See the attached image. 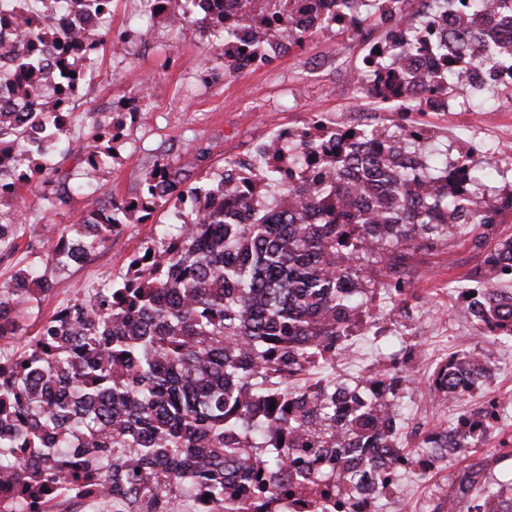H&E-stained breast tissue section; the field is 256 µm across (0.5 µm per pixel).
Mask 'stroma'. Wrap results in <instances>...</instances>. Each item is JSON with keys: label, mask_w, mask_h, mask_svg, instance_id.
I'll list each match as a JSON object with an SVG mask.
<instances>
[{"label": "stroma", "mask_w": 512, "mask_h": 512, "mask_svg": "<svg viewBox=\"0 0 512 512\" xmlns=\"http://www.w3.org/2000/svg\"><path fill=\"white\" fill-rule=\"evenodd\" d=\"M137 8L136 0H116L111 27L116 32L131 30L133 36L100 52L97 68L75 104L73 151L61 164L62 171L76 172L84 131L108 117L118 102L139 96L141 87L149 86V121L124 115L123 137L100 171V183L113 199L135 193L156 156L166 152L179 157L192 142L211 148L205 166L192 171L199 177L221 171L229 157L252 155L256 144L282 129L301 127L313 112L337 124L345 123L348 115L363 112L385 126L397 117L390 106L368 97H354L356 67L363 49L348 36L324 35L270 63L236 75L206 79L201 70L213 54L211 42L192 29L178 34L163 23L140 19ZM339 42L345 46V63L341 66L330 54L331 47ZM423 121L450 155L478 141L500 149L501 166L512 168L511 102L495 99L482 114L461 107L453 114L425 115ZM41 194L36 183L23 189L18 199L20 210L65 231L79 223L88 208L87 202L77 196L69 206L46 212L41 208ZM167 221L165 210H156L148 221L127 225L111 246L96 250L85 265L49 270L52 292L22 305L18 313L23 334L34 335L77 289L115 277L127 258ZM53 247V241L47 239L32 245L27 238H19L14 255L0 262V287L10 285L22 268L46 267ZM480 262V254L461 238L418 251L408 262L406 278L418 298L412 303L411 320L393 328L394 335L412 338L417 344L407 363L413 382L401 399L408 425L439 426L449 421L450 411L435 408L422 396L419 380L437 357L484 345L480 331L445 291L449 281L463 279ZM492 359L493 378L465 400V408L475 409L493 396L512 409V348L493 353ZM462 467V461L446 459L437 462L430 477L414 468L402 472L376 512H430L431 507L447 502L451 479Z\"/></svg>", "instance_id": "1"}]
</instances>
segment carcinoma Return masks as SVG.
I'll list each match as a JSON object with an SVG mask.
<instances>
[{
	"label": "carcinoma",
	"instance_id": "1",
	"mask_svg": "<svg viewBox=\"0 0 512 512\" xmlns=\"http://www.w3.org/2000/svg\"><path fill=\"white\" fill-rule=\"evenodd\" d=\"M21 62L0 84L14 98L38 94L44 71L64 74L57 112L0 111V177L18 191L0 193V261L16 240L58 237L51 257L64 270L112 244L131 222L168 209L171 223L131 254L117 278L73 299L20 338L19 307L51 291L45 271L19 270L0 288V512H279L296 498L323 512H351L386 488L372 470L402 472L418 460L403 433L399 398L405 378L396 355L359 378L336 376V359L352 338L394 342L390 325L409 319L414 294L401 277L419 250L467 227L485 249L474 287L448 282L487 347L456 352L422 380L440 406L472 394L490 376V349L512 347V238L498 225L512 215V177L496 152L452 159L429 147L432 135L402 123L374 131L346 129L322 139L272 143L260 164L238 161L184 191L189 170L156 158L140 192L119 202L90 192L118 136L89 128L80 177L56 176L55 155L68 156L72 113L61 112L69 83L98 64L107 43L131 33L63 31L52 0L34 10L11 0ZM151 18L170 29L180 16L156 0ZM226 27L200 16L191 25L220 42L206 76L239 72L240 27L251 31L257 64L304 47L318 34L349 35L364 45L356 93L389 103L398 114L426 113L431 99L453 97L466 83L479 102L491 75L512 69V8L504 0H355L353 27L344 12L315 11L312 0H233ZM437 68L420 66L425 55ZM40 147L24 148L32 129ZM296 173L281 186L283 167ZM39 180L45 206L58 210L76 194L88 212L67 236L55 224L19 213L20 190ZM152 257H147V254ZM495 400L444 426L413 431L428 453L468 459L498 430ZM512 439L464 467L454 483L463 512H512Z\"/></svg>",
	"mask_w": 512,
	"mask_h": 512
}]
</instances>
